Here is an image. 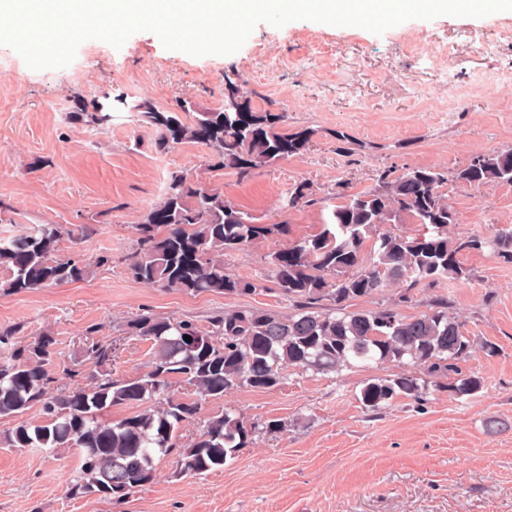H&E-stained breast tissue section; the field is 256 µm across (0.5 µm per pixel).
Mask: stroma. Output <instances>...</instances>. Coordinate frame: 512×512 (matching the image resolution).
I'll use <instances>...</instances> for the list:
<instances>
[{
  "mask_svg": "<svg viewBox=\"0 0 512 512\" xmlns=\"http://www.w3.org/2000/svg\"><path fill=\"white\" fill-rule=\"evenodd\" d=\"M238 74L254 107L287 113L289 131L311 130L306 152L240 176L210 169L209 152L183 143L160 152L156 131L130 107L150 100L173 110L186 98L199 109L224 102V77ZM110 113L91 127L70 120L74 96ZM348 132L355 154L338 151L334 131ZM512 149V13L484 18L413 19L376 35L358 27L298 20L257 25L230 56L194 57L165 49L150 32L122 48L83 42L73 62L33 70L0 47V238L34 225L88 224L81 244L62 254L111 256L87 279L18 294L0 293V326L27 343L55 339L52 373L59 384L85 383L89 328L112 343L113 377L144 371L150 344L126 331L142 313L194 319L232 307L282 310L263 290L268 256L319 233L337 194L372 188L382 171L439 166ZM221 189L260 223L287 221L285 233L254 241L226 268L260 283L252 294L189 295L135 282L126 257L135 223L163 195L172 172ZM311 205L287 209L298 184ZM456 233L512 230V185L477 190L453 185ZM470 277L423 284L401 308L411 316L447 297L450 312L476 348L463 371L482 376L474 396L402 399L364 409L361 389L394 373L390 364L341 372L288 371L271 390L240 388L203 402L200 415L222 411L258 426L251 444L204 478L176 476V458L157 461L156 479L121 504L74 498L71 449L24 452L0 447V512H512V263L490 251L465 255ZM496 343L495 356L484 341ZM276 420L280 431L267 432Z\"/></svg>",
  "mask_w": 512,
  "mask_h": 512,
  "instance_id": "35a3bbf8",
  "label": "stroma"
}]
</instances>
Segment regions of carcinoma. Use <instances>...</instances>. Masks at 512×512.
I'll list each match as a JSON object with an SVG mask.
<instances>
[{
  "instance_id": "1",
  "label": "carcinoma",
  "mask_w": 512,
  "mask_h": 512,
  "mask_svg": "<svg viewBox=\"0 0 512 512\" xmlns=\"http://www.w3.org/2000/svg\"><path fill=\"white\" fill-rule=\"evenodd\" d=\"M227 104L200 110L183 99L177 110L161 112L149 100L135 103L134 114L157 131L155 145L169 150L180 143H199L210 152L215 169L245 176L305 150L312 131L288 132L285 114L252 106L239 95L237 112ZM196 116L183 120L180 114ZM70 118L101 126L111 115L88 111L75 98ZM462 183L477 190L512 184V149L474 156L453 170L408 168L380 174L378 186L347 194L320 233L269 254L268 278L291 308H226L201 329L190 319L141 314L128 332L151 343L147 370L136 377L114 379L105 373L115 348L88 340L86 361L101 370L92 381L62 392L53 385L54 340L50 334L23 344L16 330L0 328V417L15 425L0 436L1 448H74L80 475L70 495H96L121 502L134 489L150 483L156 459L178 452L179 474L207 476L224 470L227 458L246 447L255 433L243 420L224 411L211 416L199 433L182 443L184 426L196 419L201 402L217 400L238 388L272 389L290 369L341 371L354 363H395L400 371L367 382L359 402L371 411L397 399H425L445 392L456 400L482 390V377L465 374L459 363L473 340L448 314L439 298L427 311L405 316L400 307L411 301L418 285L441 279L467 280L461 257L491 248L512 262V230L493 235L452 232L459 214L448 185ZM411 222L416 233L394 232L386 224ZM137 248L127 258L131 277L144 285L192 295H243L259 284L230 273L226 257L258 239L285 230L262 224L252 214L180 173L170 177L161 199L136 224ZM88 224H39L11 238H0V292L22 293L85 279L91 264L80 255L60 254V243H78L90 233ZM372 242L364 256L366 242ZM396 291L392 303L376 310H349L350 303ZM190 336L186 342L184 336ZM182 383L193 399L175 397ZM131 405L136 413L107 421L114 406ZM38 407L41 420L24 418Z\"/></svg>"
}]
</instances>
